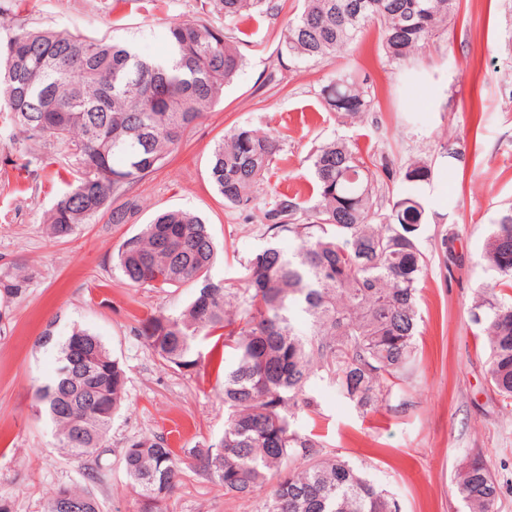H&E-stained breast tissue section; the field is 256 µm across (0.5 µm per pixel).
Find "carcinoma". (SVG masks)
Masks as SVG:
<instances>
[{"label": "carcinoma", "mask_w": 512, "mask_h": 512, "mask_svg": "<svg viewBox=\"0 0 512 512\" xmlns=\"http://www.w3.org/2000/svg\"><path fill=\"white\" fill-rule=\"evenodd\" d=\"M224 21L239 36L201 17L172 23L164 58L142 55L127 41L20 27L0 42V108L33 144L59 142L77 177L44 214L57 238L101 217L120 225L140 210L131 189L157 170L185 132L205 118L244 63L241 26L274 10L271 0H219ZM459 0H303L289 20L281 50L317 64L377 27L386 57L406 62L447 25ZM322 106L341 119L377 108L366 82L350 71L319 91ZM280 151L279 141L249 126L224 134L211 151L208 176L224 207L258 213L276 238L243 265L238 283L216 281V247L209 225L195 214L167 210L118 247L115 266L136 287L190 285L195 293L175 313L150 315L138 334L165 366L198 364L201 337L224 339L237 351L224 367V433L210 444L183 449L180 459L164 436L131 440L123 465L141 512H166L182 464L215 479L224 494L245 498L271 485L265 512H399L386 490L340 456H324L294 424L313 405L310 384L320 376L356 410L383 401L411 363L421 313L418 293L430 258L418 246L426 220L423 190L431 164L415 160L405 189L383 205L388 164L366 160L341 138L311 154L313 195L276 193L259 186ZM480 264L491 283L470 307L488 380L512 406V207L486 239ZM56 367L35 388V412L46 413L56 436L85 476H103L104 432L120 408L127 377L103 340L74 326L56 342ZM99 512L94 495L60 486L44 512ZM457 493L469 512H497L499 485L479 454L460 470Z\"/></svg>", "instance_id": "cac0c4a2"}]
</instances>
